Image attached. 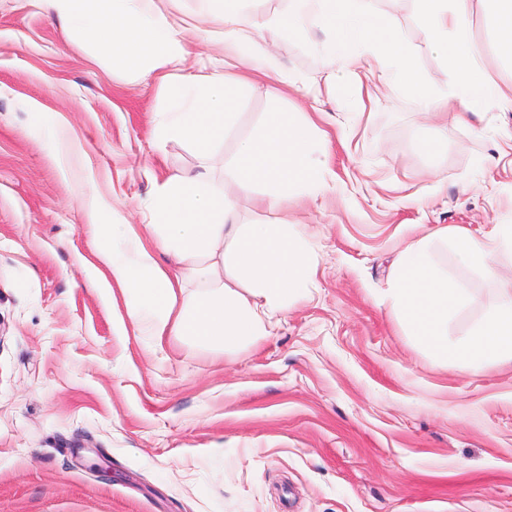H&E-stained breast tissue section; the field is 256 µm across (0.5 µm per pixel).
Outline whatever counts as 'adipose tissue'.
I'll return each instance as SVG.
<instances>
[{"label": "adipose tissue", "instance_id": "adipose-tissue-1", "mask_svg": "<svg viewBox=\"0 0 512 512\" xmlns=\"http://www.w3.org/2000/svg\"><path fill=\"white\" fill-rule=\"evenodd\" d=\"M53 16L74 38L94 36L102 51L130 73L164 70V119L157 140L185 139L209 150L232 125L234 93L245 77L230 76L238 63L264 74H279L276 60L256 40L258 24L242 8L243 0H206L207 13L224 29L223 57L210 59L205 72L187 76L189 50L182 39L184 21L161 9L158 0H26ZM279 23L292 36L306 38L318 24L333 36L322 47L336 74L337 98L360 97L359 61L375 62L377 79L414 98L419 112L432 117L474 111L492 102L512 111V83L495 78L482 64L472 32L474 8H481L492 49L512 65V0H415L425 46L454 76L448 89L429 87L416 64L418 49L398 26L380 14L374 0H291ZM317 142L310 123L295 112L269 113L264 127L239 142L234 160L240 183L270 186V205H279L297 185L310 191L326 184V169L313 158ZM230 197L213 189L206 176L167 177L156 184L148 215L156 244L148 246L129 224H120L110 206H92V247L111 277L127 294L130 324L155 342L189 336L198 343L230 350L263 338L275 315L303 296L310 283L311 255L285 224H233ZM451 241L460 262L494 277L497 249L512 251V225L493 242L459 231H439ZM164 250L173 265L156 258ZM196 258L184 268L187 258ZM207 290L185 292L186 279ZM386 298L403 318L407 331L440 364L459 362L478 370L493 362L512 361V289L487 308L467 337L448 336V317L470 303L461 284L440 269L430 243L403 251L396 260Z\"/></svg>", "mask_w": 512, "mask_h": 512}]
</instances>
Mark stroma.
<instances>
[{"mask_svg": "<svg viewBox=\"0 0 512 512\" xmlns=\"http://www.w3.org/2000/svg\"><path fill=\"white\" fill-rule=\"evenodd\" d=\"M243 7L294 83L248 72L203 157L156 142L159 73L124 75L0 0V512H512V363L435 364L384 296L423 237L512 224V111L490 102L444 127L383 85L360 112L329 90L313 101L329 28L299 40L270 23L290 0ZM34 104L65 120L68 156ZM275 105L317 125L327 188L271 210L265 185L236 184L233 159ZM201 173L232 189L237 223L294 225L313 257L309 294L223 353L138 334L89 244L92 201L139 226L156 180ZM432 250L473 297L448 322L464 336L512 289V252L489 279Z\"/></svg>", "mask_w": 512, "mask_h": 512, "instance_id": "stroma-1", "label": "stroma"}]
</instances>
